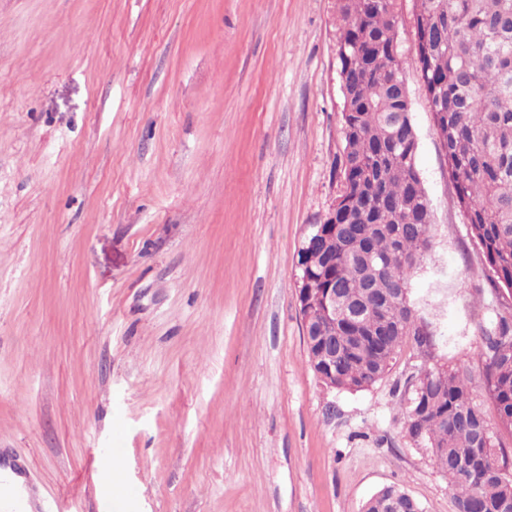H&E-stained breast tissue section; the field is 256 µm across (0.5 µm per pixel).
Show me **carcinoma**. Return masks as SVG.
<instances>
[{
  "mask_svg": "<svg viewBox=\"0 0 512 512\" xmlns=\"http://www.w3.org/2000/svg\"><path fill=\"white\" fill-rule=\"evenodd\" d=\"M416 55L458 205L484 257L498 300L483 345L485 392L512 435V0H416ZM397 0H337L339 70L345 76L339 178L347 204L336 213V255L313 254L318 287L339 290L336 388L359 391L383 378L406 337L418 351L411 300L399 292L426 267L433 226L415 171L417 135L396 27ZM397 390L404 428L448 478L457 512H512V460L472 398L467 367L423 368ZM397 485L366 501L377 512Z\"/></svg>",
  "mask_w": 512,
  "mask_h": 512,
  "instance_id": "1",
  "label": "carcinoma"
}]
</instances>
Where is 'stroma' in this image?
I'll return each mask as SVG.
<instances>
[{
  "instance_id": "1",
  "label": "stroma",
  "mask_w": 512,
  "mask_h": 512,
  "mask_svg": "<svg viewBox=\"0 0 512 512\" xmlns=\"http://www.w3.org/2000/svg\"><path fill=\"white\" fill-rule=\"evenodd\" d=\"M397 30L434 245L404 344L361 391L322 384L298 254L340 190L336 0H0V465L29 512H362L403 487L457 512L395 384L469 361L494 296Z\"/></svg>"
}]
</instances>
